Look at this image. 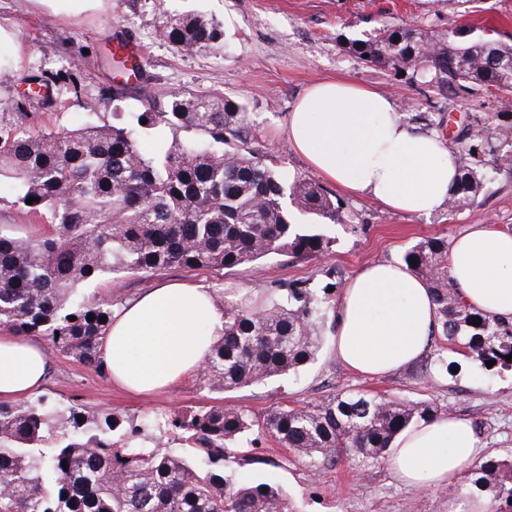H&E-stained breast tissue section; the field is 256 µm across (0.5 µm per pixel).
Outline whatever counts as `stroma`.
Here are the masks:
<instances>
[{"label":"stroma","instance_id":"obj_1","mask_svg":"<svg viewBox=\"0 0 512 512\" xmlns=\"http://www.w3.org/2000/svg\"><path fill=\"white\" fill-rule=\"evenodd\" d=\"M191 11L219 23L222 48L177 51L157 36L171 14ZM414 22L436 35L473 25L494 38L512 35V0H484L481 12L466 14L460 0H97L93 5L54 9L49 0H0V28L10 33L0 44V132L28 127L36 115L44 129L76 127L113 110L141 112L147 103L163 107V92L211 91L239 100L248 114L249 147L263 165L287 182L312 178L285 135L288 114L306 88L338 77L375 87L393 97L406 120L442 105L425 99L389 71L361 62L347 48L352 39L374 35L382 23ZM124 98L113 103L115 88ZM340 205L328 228L332 253L320 259L277 256L232 270L173 266L156 273L120 274L85 287L89 297L120 307L162 283L187 282L210 288L216 299L252 301L272 288L307 280L347 282L364 264L399 260L420 240L454 237L471 224L512 230V166L488 169L474 203L429 217H407L367 200H355L328 186ZM51 361L42 395L82 404L88 411H115L140 421L149 412L174 407L241 406L263 416L278 406H315L342 392H367L426 401L473 426L487 455L512 458V370H485L459 359L455 371L413 363L390 375L365 378L336 359L334 336L325 331L314 361L297 373L224 394L190 376L169 391L137 396L115 387L93 367L48 348ZM259 453L271 465L227 463L239 481L280 486L296 512H448L463 503L467 477L458 493L445 488L403 486L383 459H345L336 465L289 454L258 436Z\"/></svg>","mask_w":512,"mask_h":512}]
</instances>
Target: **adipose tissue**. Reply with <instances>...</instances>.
<instances>
[{
    "label": "adipose tissue",
    "instance_id": "obj_1",
    "mask_svg": "<svg viewBox=\"0 0 512 512\" xmlns=\"http://www.w3.org/2000/svg\"><path fill=\"white\" fill-rule=\"evenodd\" d=\"M286 132L306 166L348 196L408 216L448 206L457 167L447 141L408 123L391 96L368 85L338 78L311 86ZM448 267L465 305L512 318V231L469 225L452 238ZM335 319L337 359L354 373L385 375L424 353L434 292L405 263H368L341 288ZM223 332L224 309L209 289L165 284L113 313L100 354L111 383L151 394L199 373ZM47 369L38 341L0 331V401L35 394ZM482 457L471 425L448 414L400 434L385 464L403 484L426 489L452 486Z\"/></svg>",
    "mask_w": 512,
    "mask_h": 512
}]
</instances>
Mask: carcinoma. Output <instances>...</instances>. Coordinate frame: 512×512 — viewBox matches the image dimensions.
Returning a JSON list of instances; mask_svg holds the SVG:
<instances>
[{
	"instance_id": "obj_1",
	"label": "carcinoma",
	"mask_w": 512,
	"mask_h": 512,
	"mask_svg": "<svg viewBox=\"0 0 512 512\" xmlns=\"http://www.w3.org/2000/svg\"><path fill=\"white\" fill-rule=\"evenodd\" d=\"M158 36L181 52L223 44L221 26L198 14L171 15ZM348 49L448 101L479 91L498 98L491 118L468 115L449 136L457 179L448 210L475 200L487 167L512 152V42L470 38L461 28L428 36L401 21L349 41ZM165 97L164 110L150 102L143 112L112 113L110 124L89 118L78 127L0 136V185L47 227L37 236L0 229V327L43 336L103 372L100 341L112 304L81 288L114 274L174 265L230 270L274 255L311 258L333 250L335 238L320 224L295 222L288 204L331 222L340 207L319 183L287 185L254 156L244 105L206 91ZM160 125L199 137L147 155L137 129ZM413 259L411 269L434 291L435 333L483 367L494 360L512 369V319L459 300L448 273V238L415 244L403 261ZM337 288L279 284L257 305L225 302L224 335L199 373L204 387L224 393L314 361ZM436 416L424 401L347 392L313 408L276 407L261 418L225 405L128 424L80 404L22 398L0 403V512H289L279 487L239 482L225 471L231 457L267 463L250 448L254 428L297 457L334 463L378 458L405 429ZM156 430L177 434L188 453L149 449ZM471 476L492 512H512L511 463L491 457Z\"/></svg>"
}]
</instances>
